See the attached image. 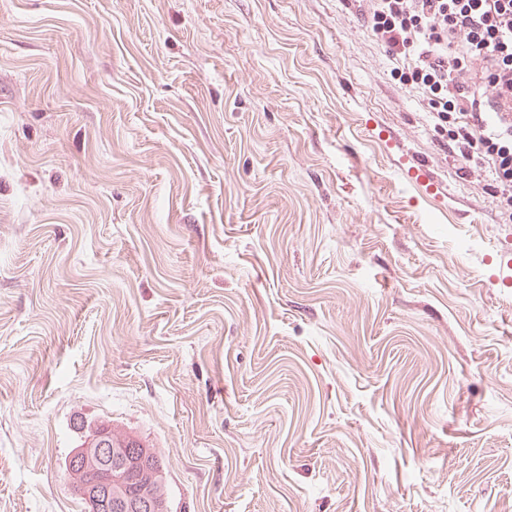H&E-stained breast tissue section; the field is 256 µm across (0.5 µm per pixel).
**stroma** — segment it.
I'll return each mask as SVG.
<instances>
[{"label": "stroma", "instance_id": "35a3bbf8", "mask_svg": "<svg viewBox=\"0 0 512 512\" xmlns=\"http://www.w3.org/2000/svg\"><path fill=\"white\" fill-rule=\"evenodd\" d=\"M392 68L352 0H0V512H85L79 418L171 512H512V217Z\"/></svg>", "mask_w": 512, "mask_h": 512}]
</instances>
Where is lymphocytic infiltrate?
<instances>
[{"label": "lymphocytic infiltrate", "mask_w": 512, "mask_h": 512, "mask_svg": "<svg viewBox=\"0 0 512 512\" xmlns=\"http://www.w3.org/2000/svg\"><path fill=\"white\" fill-rule=\"evenodd\" d=\"M370 39L448 135L461 172L512 210V0H363Z\"/></svg>", "instance_id": "obj_1"}]
</instances>
